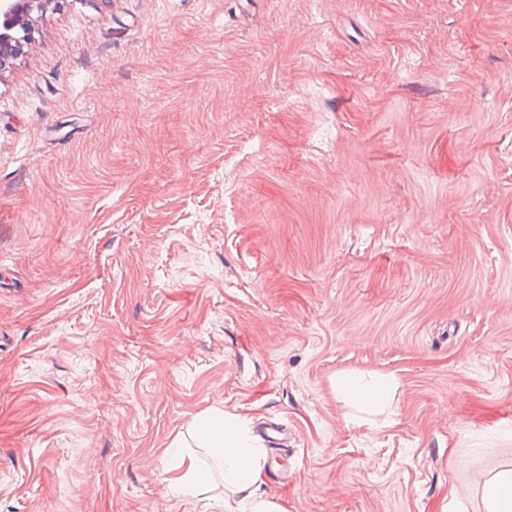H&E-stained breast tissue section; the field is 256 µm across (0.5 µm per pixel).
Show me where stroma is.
Masks as SVG:
<instances>
[{
    "label": "stroma",
    "instance_id": "35a3bbf8",
    "mask_svg": "<svg viewBox=\"0 0 512 512\" xmlns=\"http://www.w3.org/2000/svg\"><path fill=\"white\" fill-rule=\"evenodd\" d=\"M345 372L395 382L364 413ZM484 512L512 468V0H58L0 74V512ZM193 439L198 448L217 462L224 475V488L238 497L234 512H284L263 488L266 458L234 416L215 409L196 421ZM182 448H187L183 439L176 436L162 450L163 458L171 459L174 463L170 478L171 484H174L185 496L202 502L201 512L224 511V499L213 495L211 485V475L209 470L204 467L198 458L185 452Z\"/></svg>",
    "mask_w": 512,
    "mask_h": 512
}]
</instances>
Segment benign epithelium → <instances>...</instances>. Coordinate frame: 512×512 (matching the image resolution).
I'll return each instance as SVG.
<instances>
[{"mask_svg":"<svg viewBox=\"0 0 512 512\" xmlns=\"http://www.w3.org/2000/svg\"><path fill=\"white\" fill-rule=\"evenodd\" d=\"M54 0H0V73L24 52L36 17Z\"/></svg>","mask_w":512,"mask_h":512,"instance_id":"benign-epithelium-1","label":"benign epithelium"}]
</instances>
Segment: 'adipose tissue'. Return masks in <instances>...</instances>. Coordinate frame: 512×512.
<instances>
[{"label":"adipose tissue","instance_id":"ef3b65f1","mask_svg":"<svg viewBox=\"0 0 512 512\" xmlns=\"http://www.w3.org/2000/svg\"><path fill=\"white\" fill-rule=\"evenodd\" d=\"M193 439L219 464L225 489L237 498L236 512H283L264 489L266 458L262 450L239 429L234 416L213 410L195 422ZM183 446V439L176 437L162 450L163 457L173 462L171 484L201 502L204 512H222L225 503L212 493L209 470Z\"/></svg>","mask_w":512,"mask_h":512}]
</instances>
